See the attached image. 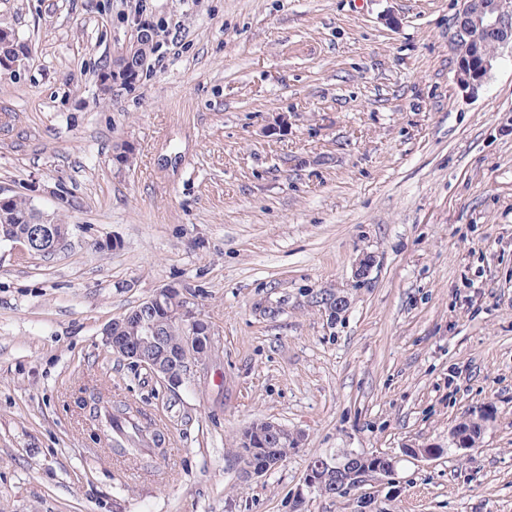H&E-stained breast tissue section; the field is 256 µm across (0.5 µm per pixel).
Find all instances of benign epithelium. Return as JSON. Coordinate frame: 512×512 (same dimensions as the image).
Returning <instances> with one entry per match:
<instances>
[{
    "label": "benign epithelium",
    "instance_id": "1",
    "mask_svg": "<svg viewBox=\"0 0 512 512\" xmlns=\"http://www.w3.org/2000/svg\"><path fill=\"white\" fill-rule=\"evenodd\" d=\"M497 35L500 45L512 44V0H463L458 16L456 39L464 38L476 50L484 36ZM151 37L146 30L138 32L129 46L112 59V68L103 72V82H131L137 79L143 62L140 44ZM23 46L16 34L0 28V70H10L16 65ZM497 61V54L479 53L476 64L461 62L457 70V85L467 95H476ZM10 196L0 192V221L5 224H22L23 230L14 231L10 241L20 257L32 259L47 257L61 249L69 235V225L50 224L37 213L18 216L8 207ZM181 289L167 285L157 289L140 305V335L133 338L113 335V329H122L118 321L106 330L105 346L112 354L125 357L147 366L160 380L171 387L184 382L182 366L206 360V353L214 344V330L197 312L190 297L178 298ZM176 324L184 333L183 343L176 347L169 343L167 325ZM249 448H276L283 440H290L295 447L303 442L302 435L291 433L273 421H260L251 425L243 436Z\"/></svg>",
    "mask_w": 512,
    "mask_h": 512
}]
</instances>
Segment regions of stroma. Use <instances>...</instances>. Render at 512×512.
<instances>
[{
  "instance_id": "obj_1",
  "label": "stroma",
  "mask_w": 512,
  "mask_h": 512,
  "mask_svg": "<svg viewBox=\"0 0 512 512\" xmlns=\"http://www.w3.org/2000/svg\"><path fill=\"white\" fill-rule=\"evenodd\" d=\"M147 4L156 51L106 90L126 0H0L28 47L0 73V190L71 226L48 259L0 242V512H356L308 464L379 452L365 512H512V50L467 97L461 0ZM170 284L215 331L176 388L103 341ZM92 397L138 407L160 456L114 458ZM260 420L305 441L249 479Z\"/></svg>"
}]
</instances>
